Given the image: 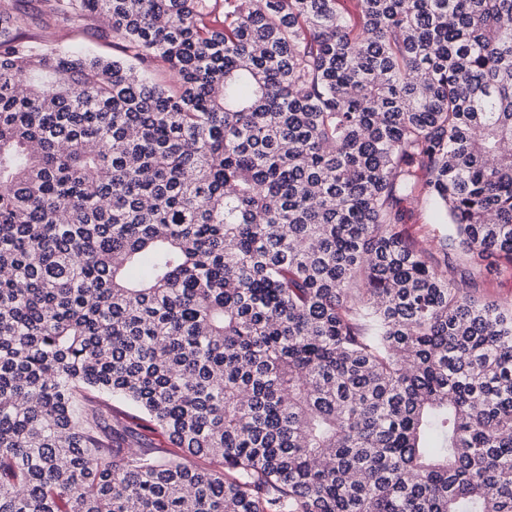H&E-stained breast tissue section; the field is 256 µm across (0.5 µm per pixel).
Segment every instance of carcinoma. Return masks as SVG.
I'll return each mask as SVG.
<instances>
[{
    "label": "carcinoma",
    "mask_w": 512,
    "mask_h": 512,
    "mask_svg": "<svg viewBox=\"0 0 512 512\" xmlns=\"http://www.w3.org/2000/svg\"><path fill=\"white\" fill-rule=\"evenodd\" d=\"M47 2L125 58L0 0V512H512V0ZM17 11L24 19L20 30L35 41H51L64 50L82 49L102 53L109 57L122 55L112 46L110 25L102 17L88 16L79 34L72 33V26L54 17L43 0H19ZM405 209V224L403 229L405 236L410 239L418 240L422 247L435 253L434 242L432 239H426L428 230L436 228V235L447 232V224H438L434 209L421 202L406 201L403 203ZM471 264L481 271L480 288L474 291L480 300H495L498 303H512V280L504 279L501 269L502 260L491 256L483 259L475 258ZM126 422L135 429L138 434L139 441L143 446H150L153 448H167L171 449L167 437L162 435L160 429H154L155 427L150 423H147L139 417H125Z\"/></svg>",
    "instance_id": "cac0c4a2"
}]
</instances>
